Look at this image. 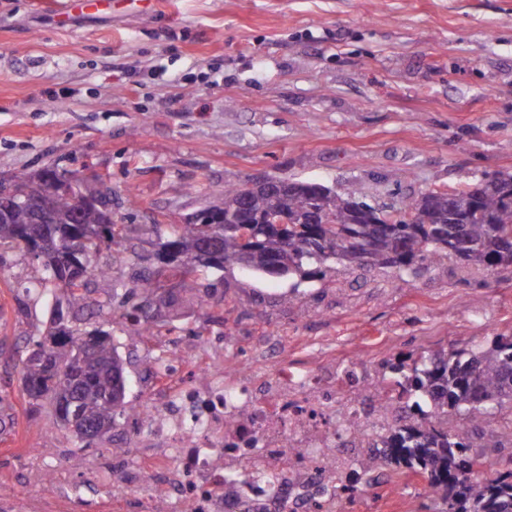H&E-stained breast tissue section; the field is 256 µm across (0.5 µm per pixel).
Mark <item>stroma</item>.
Returning <instances> with one entry per match:
<instances>
[{
  "label": "stroma",
  "mask_w": 512,
  "mask_h": 512,
  "mask_svg": "<svg viewBox=\"0 0 512 512\" xmlns=\"http://www.w3.org/2000/svg\"><path fill=\"white\" fill-rule=\"evenodd\" d=\"M66 0H0V173L49 163L103 176L123 249L101 251L128 281L156 225L216 203L258 175L359 188L378 207L429 189L512 174V0H155L61 18ZM0 269V512H110L112 449L78 448L31 410L20 358L48 324L37 261ZM211 298L154 309L182 353L222 319L261 365L286 349L296 375L355 373L387 360L512 336V271L442 260L418 276L334 265L280 279L196 274ZM126 401L150 387L166 347L106 326ZM416 482L389 476L348 512H429Z\"/></svg>",
  "instance_id": "35a3bbf8"
}]
</instances>
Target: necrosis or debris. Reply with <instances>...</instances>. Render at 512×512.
I'll list each match as a JSON object with an SVG mask.
<instances>
[{"label":"necrosis or debris","mask_w":512,"mask_h":512,"mask_svg":"<svg viewBox=\"0 0 512 512\" xmlns=\"http://www.w3.org/2000/svg\"><path fill=\"white\" fill-rule=\"evenodd\" d=\"M236 358L163 356L135 405L146 452L121 461L120 489L158 485L165 512H314L318 500L343 512L337 487L402 425L404 405L379 380L356 392L332 376H295L276 345L260 373L245 352Z\"/></svg>","instance_id":"1"}]
</instances>
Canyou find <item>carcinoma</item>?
I'll use <instances>...</instances> for the list:
<instances>
[{
	"mask_svg": "<svg viewBox=\"0 0 512 512\" xmlns=\"http://www.w3.org/2000/svg\"><path fill=\"white\" fill-rule=\"evenodd\" d=\"M59 173V168L46 166L14 174L21 188L38 179L40 194L49 200L53 221L38 229L39 239L30 237L32 211H0L1 248L15 249L22 239L32 251L82 240L80 254L43 263L41 286L65 292L67 305L49 319L51 346L44 347L41 339L31 342L22 360L21 385L33 409L52 406L57 424L72 432L77 447H102L112 441V428L135 412L126 406L122 361L110 333L93 325L114 311L112 264L91 266L87 257L103 246L123 245L124 225L104 224L97 210L76 205L74 195L61 190ZM243 188L241 182L219 191L224 205L219 214L201 210L193 220L159 234L157 259L180 276L177 291L159 297L162 305L173 307L179 294L195 291V280L183 268L241 267L249 251V269L280 277H323L333 262L361 266L362 251L369 253L368 265L407 274L447 257L476 269L512 265V202L489 188L474 194L458 190L455 208L462 224L439 223L446 202L435 190L405 203L400 217L375 224L374 213L361 215L355 209L351 192L318 189L304 181L246 196ZM270 216L288 223H263ZM159 290L152 274L134 269L125 296L130 301ZM121 317L126 336L149 335L145 305H135ZM389 374L407 395L409 425L395 430L385 447L358 458L354 482L383 472L420 476L437 489L432 512H512V458L487 466L470 440V429L506 407L508 416L497 419L496 433L487 437L485 447L495 448L500 440L512 443V336H497L488 346L425 350L410 364L390 365ZM422 400L459 415L465 429L452 435L419 423Z\"/></svg>",
	"mask_w": 512,
	"mask_h": 512,
	"instance_id": "1",
	"label": "carcinoma"
}]
</instances>
